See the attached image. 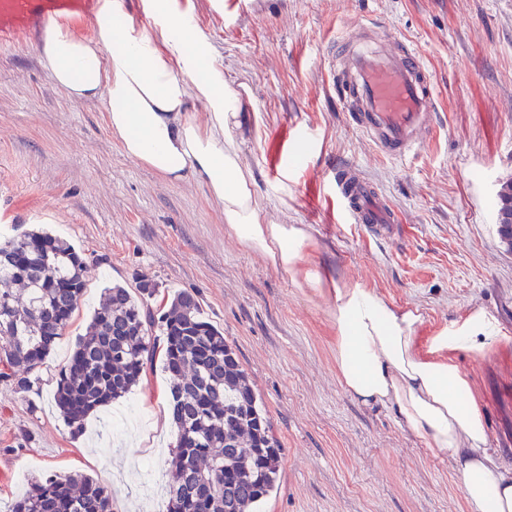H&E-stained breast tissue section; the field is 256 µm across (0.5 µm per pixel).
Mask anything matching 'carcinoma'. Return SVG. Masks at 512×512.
<instances>
[{"label": "carcinoma", "mask_w": 512, "mask_h": 512, "mask_svg": "<svg viewBox=\"0 0 512 512\" xmlns=\"http://www.w3.org/2000/svg\"><path fill=\"white\" fill-rule=\"evenodd\" d=\"M496 223L512 225V178L500 183ZM85 269L81 253L40 229L0 243V380L17 392L30 390L69 325ZM138 292L105 289L103 306L58 374L60 414L77 435L92 412L130 392L153 362L158 329L176 426L167 512H252L275 487L281 445L236 350L202 318L195 294H174L156 316L148 301L158 284L143 279ZM11 512H112V489L86 476H47Z\"/></svg>", "instance_id": "obj_1"}]
</instances>
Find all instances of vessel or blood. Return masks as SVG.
<instances>
[{"mask_svg": "<svg viewBox=\"0 0 512 512\" xmlns=\"http://www.w3.org/2000/svg\"><path fill=\"white\" fill-rule=\"evenodd\" d=\"M99 0H0V48L43 33L67 19L93 15ZM343 68L336 90L357 129L387 158L403 161L425 146L423 134L434 123L436 87L422 55L400 35L376 21L361 23L336 42ZM336 197L352 223L385 237L395 215L372 182L354 166L336 169Z\"/></svg>", "mask_w": 512, "mask_h": 512, "instance_id": "vessel-or-blood-1", "label": "vessel or blood"}]
</instances>
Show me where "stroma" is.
Wrapping results in <instances>:
<instances>
[{"label":"stroma","instance_id":"1","mask_svg":"<svg viewBox=\"0 0 512 512\" xmlns=\"http://www.w3.org/2000/svg\"><path fill=\"white\" fill-rule=\"evenodd\" d=\"M213 48L253 120L242 159L262 220L313 238L305 264L418 309L428 336L471 313L512 337V252L494 198L512 177V0H176ZM374 19L421 52L437 89L424 148L383 158L342 112L329 47ZM39 45L0 50V239L40 227L87 261L70 325L25 393L0 382V512L47 474H85L112 490L113 512H166L176 428L170 379L146 366L125 397L73 436L56 377L103 290L155 281L161 311L196 293L233 342L282 446L279 479L257 512H469L447 455L425 448L395 409L361 405L336 376L333 290L317 293L248 250L201 181L164 180L126 156L104 99L55 85ZM354 164L395 211L393 239L347 220L337 166ZM456 361L474 377L491 447L512 462V344Z\"/></svg>","mask_w":512,"mask_h":512}]
</instances>
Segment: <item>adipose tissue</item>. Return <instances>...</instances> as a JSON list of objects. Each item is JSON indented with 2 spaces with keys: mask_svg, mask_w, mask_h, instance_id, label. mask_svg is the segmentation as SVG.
I'll return each instance as SVG.
<instances>
[{
  "mask_svg": "<svg viewBox=\"0 0 512 512\" xmlns=\"http://www.w3.org/2000/svg\"><path fill=\"white\" fill-rule=\"evenodd\" d=\"M153 7L157 22L148 35L119 0H104L94 17L95 39L56 27L43 39L40 61L72 98H105L109 128L128 157L170 182L202 179L246 247L321 287L320 273L304 263L311 236L259 216L237 136L247 110L239 91L173 0H154ZM193 98L206 103V123L188 112ZM335 295L336 370L346 394L365 406L394 408L427 448L449 454L471 512H512V465L498 462L490 447L473 381L455 358L463 351L478 359L504 344L492 317L478 311L422 339L419 311L394 306L358 283L336 287Z\"/></svg>",
  "mask_w": 512,
  "mask_h": 512,
  "instance_id": "adipose-tissue-1",
  "label": "adipose tissue"
}]
</instances>
